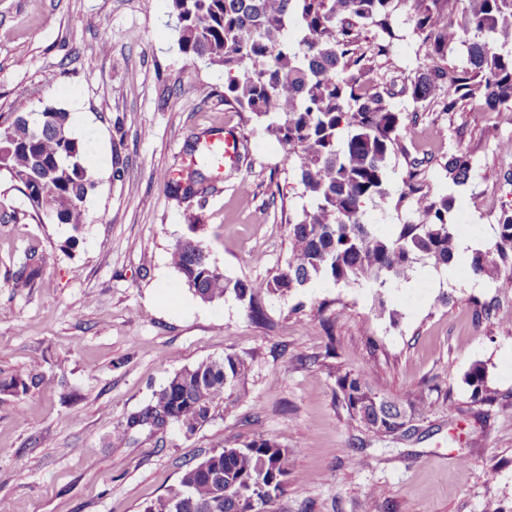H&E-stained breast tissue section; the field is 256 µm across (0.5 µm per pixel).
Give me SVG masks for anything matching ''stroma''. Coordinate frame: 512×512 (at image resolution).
I'll use <instances>...</instances> for the list:
<instances>
[{
    "label": "stroma",
    "mask_w": 512,
    "mask_h": 512,
    "mask_svg": "<svg viewBox=\"0 0 512 512\" xmlns=\"http://www.w3.org/2000/svg\"><path fill=\"white\" fill-rule=\"evenodd\" d=\"M174 26L168 0H0V122L66 109L98 182L75 230L32 218L0 176V379L55 380L0 394V501L13 512H143L185 464L263 436L287 448L292 473L272 512H512V289L418 266L381 296L320 282L270 296L253 320L234 297L205 303L184 284L172 252L187 213L226 276L264 280L287 260L288 223L307 199L275 137L225 106L223 69L181 53ZM430 64L410 39L373 60L398 85ZM393 103L409 119L391 188L418 158L431 195L446 193L443 165L466 152L472 180L454 192L479 227L473 247H488L512 206V154L499 148L512 112L476 97L448 114L404 95ZM229 128L245 144L239 168L204 198L169 193L161 177L189 164V144ZM31 257L41 276L15 287ZM227 353L250 365L249 400L218 407L190 436L171 424L116 439L176 372ZM477 361L497 391L489 405L463 381ZM340 370L391 397L427 394L432 410L411 438L368 433L336 395Z\"/></svg>",
    "instance_id": "stroma-1"
}]
</instances>
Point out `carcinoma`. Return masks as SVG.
<instances>
[{
    "label": "carcinoma",
    "mask_w": 512,
    "mask_h": 512,
    "mask_svg": "<svg viewBox=\"0 0 512 512\" xmlns=\"http://www.w3.org/2000/svg\"><path fill=\"white\" fill-rule=\"evenodd\" d=\"M179 50L209 66L224 68V104L265 124V130L295 161L310 206L288 223L289 255L266 280L231 279L211 263L203 240L177 242L173 259L184 283L204 302L227 295L248 316L261 313L267 296H286L317 281L335 285L369 284L382 289L404 279L416 265L436 270L459 263L451 224L455 194L431 197L421 163L411 165L396 207L409 201L417 220L380 232L367 216L369 202L389 194V161L403 151L401 130L408 113L396 110L391 92L378 82L362 52L363 32H374L372 52L386 54L394 41L396 16L409 8L412 32L432 61L404 87L415 102L433 101L444 112L480 95L490 112H512V0H464L448 15V0H169ZM467 67L450 71L448 48L458 35ZM361 67L363 76L350 73ZM85 146L74 136L70 113L48 106L29 122L24 113L0 125V174L26 197L30 209L51 222L79 229L87 221L86 202L97 188L85 161ZM451 186L471 179L472 161L462 151L444 164ZM184 199L209 189L205 167L187 178L160 176ZM475 277L488 276L512 288V207L501 210L490 247L473 251L466 262ZM42 266L29 259L15 273L28 288ZM249 363L235 353L203 361L175 373L150 405L131 416L126 428L176 424L187 435L210 421L219 402L249 399ZM472 401L494 400L485 368L474 364L464 378ZM51 384L40 374H14L0 380V393L17 394ZM336 385L351 420L377 436H403L396 419L417 420L432 402L420 394L389 397L367 375L336 372ZM288 450L258 437L226 446L188 466L176 487L147 504L144 512H270L288 484Z\"/></svg>",
    "instance_id": "carcinoma-1"
}]
</instances>
